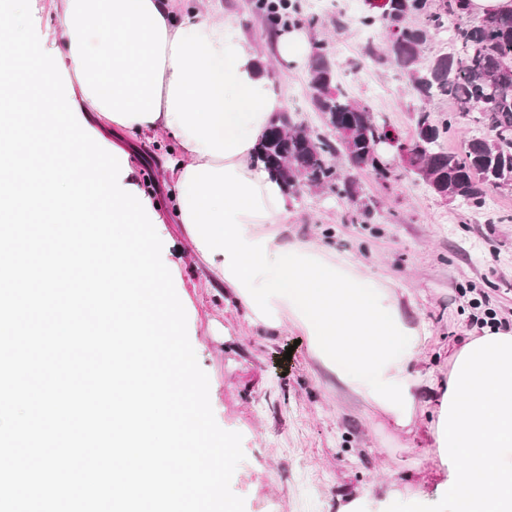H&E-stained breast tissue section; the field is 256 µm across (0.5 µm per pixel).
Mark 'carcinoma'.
I'll return each instance as SVG.
<instances>
[{
	"label": "carcinoma",
	"mask_w": 512,
	"mask_h": 512,
	"mask_svg": "<svg viewBox=\"0 0 512 512\" xmlns=\"http://www.w3.org/2000/svg\"><path fill=\"white\" fill-rule=\"evenodd\" d=\"M469 2L384 0L381 13L362 19L366 26L381 21L386 34L384 46L366 45L365 57L394 63L424 101L448 99L464 112L478 113V121L491 136L469 138L460 152H447L441 139L453 122L437 123L432 111L422 107L415 115V136L402 137L386 118L341 89L329 48L322 41L309 64L308 87L312 106L334 136L316 133L291 116L278 118L260 148L268 170L293 195L317 188L352 199L355 183L341 177L337 159L388 182L393 164L384 159L376 142L391 133L404 150L399 159L403 170L442 198L480 208L487 189H512V8L478 15L471 13ZM250 4L271 33L298 21L296 0H250ZM450 23L451 51L420 65L425 45Z\"/></svg>",
	"instance_id": "1"
}]
</instances>
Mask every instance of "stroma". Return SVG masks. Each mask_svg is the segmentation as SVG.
<instances>
[{
	"instance_id": "1",
	"label": "stroma",
	"mask_w": 512,
	"mask_h": 512,
	"mask_svg": "<svg viewBox=\"0 0 512 512\" xmlns=\"http://www.w3.org/2000/svg\"><path fill=\"white\" fill-rule=\"evenodd\" d=\"M221 2L225 12L237 14L259 59L285 86V112L323 130L309 102L307 73L273 57L249 0ZM377 2L347 0L338 16L319 9L317 0H299L300 15L312 40L328 39L337 69L349 70L351 95L409 138L421 100L394 64L362 58L366 43L384 40L380 27L360 22ZM338 18L343 26H335ZM172 144L167 137L136 143L129 184L168 201L161 163ZM337 165L360 198L379 200L370 222H351L348 199L308 189L293 199V215L282 230L288 238L351 257L367 278H390L393 287L412 294L405 313L424 323L428 334L413 363L421 386L409 425L337 387L298 329L255 320L201 261L184 225L155 227L187 314L189 341L209 378L215 420L242 436L245 458L231 490L243 498L244 512H341L348 499L363 496L374 506L391 494L437 502L447 472L436 454L432 388L447 381L453 353L481 335L486 309L512 330V190L489 191L486 208L464 209L414 174L400 173L385 184L370 172L351 170L345 160Z\"/></svg>"
}]
</instances>
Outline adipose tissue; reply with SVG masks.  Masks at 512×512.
Wrapping results in <instances>:
<instances>
[{
	"mask_svg": "<svg viewBox=\"0 0 512 512\" xmlns=\"http://www.w3.org/2000/svg\"><path fill=\"white\" fill-rule=\"evenodd\" d=\"M61 58L79 112L101 136L177 144L163 174L172 214L256 319L289 323L337 382L407 424L416 403L408 367L424 326L401 295L367 282L348 259L288 240L283 183L258 147L284 108L276 77L235 14L213 17L184 0H52ZM273 51L296 69L313 52L303 26L278 31ZM437 453L448 470L443 512H512V331L487 326L453 356L437 399Z\"/></svg>",
	"mask_w": 512,
	"mask_h": 512,
	"instance_id": "obj_1",
	"label": "adipose tissue"
}]
</instances>
